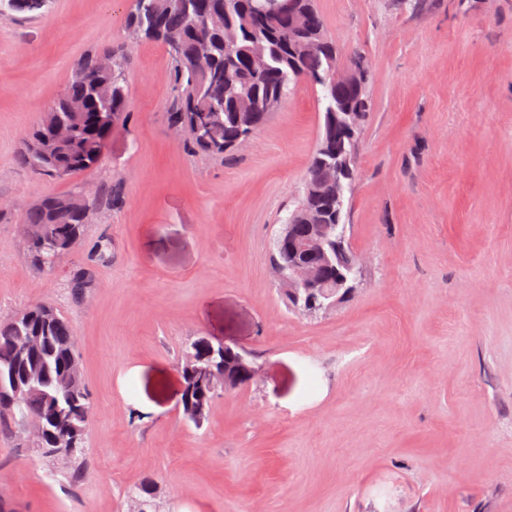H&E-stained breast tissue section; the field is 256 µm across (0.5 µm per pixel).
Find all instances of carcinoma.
Segmentation results:
<instances>
[{"label": "carcinoma", "mask_w": 512, "mask_h": 512, "mask_svg": "<svg viewBox=\"0 0 512 512\" xmlns=\"http://www.w3.org/2000/svg\"><path fill=\"white\" fill-rule=\"evenodd\" d=\"M297 6L305 14L304 31L297 29L288 12H260L259 0H130L125 25L139 26L167 51L174 89L168 119L186 130L183 143L193 151L222 154L235 148L244 130L262 126L290 88L302 83L320 88L326 113L337 111L339 102L349 107L359 104L353 89H332L318 82L330 66L335 44L327 37L316 0H297ZM202 42L213 58L206 73L188 64ZM128 64L129 53L123 46L88 53L77 63L76 75L24 142L22 159L30 169L55 179L59 169L71 176L98 164L112 134V117L122 121L129 111ZM54 120L69 125L72 137L57 154L46 157L38 153V145ZM323 172V156L316 152L293 212L307 206L336 209L309 194ZM99 202L96 197L80 199L73 191L45 196L21 214L20 226H37L44 237L42 249L28 245L34 264L51 269L49 258L82 234ZM26 315L25 324L0 319V423L16 422L15 407L9 404L12 387L28 383L24 410L51 424V433L35 440L36 447L45 456L77 468L91 405L82 374L69 373L72 360L78 358L74 334L50 305H31ZM190 353L194 360L180 364L181 404L195 409L198 424L210 413L218 393L202 372L224 366V354L210 351L201 336L186 348L185 354Z\"/></svg>", "instance_id": "cac0c4a2"}]
</instances>
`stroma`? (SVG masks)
Segmentation results:
<instances>
[{
    "label": "stroma",
    "instance_id": "obj_1",
    "mask_svg": "<svg viewBox=\"0 0 512 512\" xmlns=\"http://www.w3.org/2000/svg\"><path fill=\"white\" fill-rule=\"evenodd\" d=\"M129 5L0 7V317L52 304L92 405L76 482L0 427V497L137 512L147 484L149 512H512V0H317L363 60L370 109L345 206L364 272L315 316L289 311L270 273L319 136L312 86L244 148L201 155L171 135L170 60L143 42L98 166L58 180L22 163L77 60L124 43ZM115 186L121 203L53 271L31 263L22 209ZM200 336L262 372L195 424L177 366Z\"/></svg>",
    "mask_w": 512,
    "mask_h": 512
}]
</instances>
